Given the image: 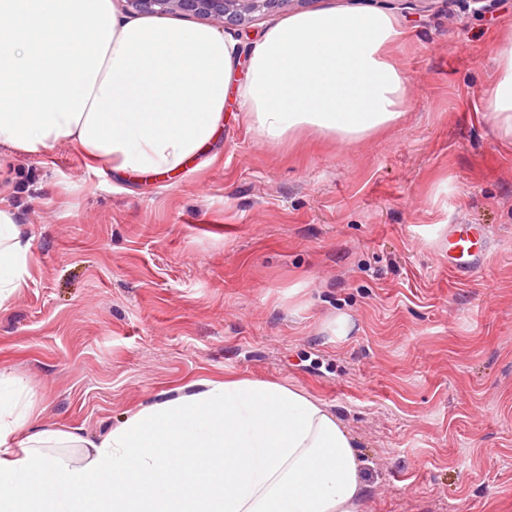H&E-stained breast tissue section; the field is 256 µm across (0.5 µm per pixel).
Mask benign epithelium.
I'll return each instance as SVG.
<instances>
[{"mask_svg": "<svg viewBox=\"0 0 512 512\" xmlns=\"http://www.w3.org/2000/svg\"><path fill=\"white\" fill-rule=\"evenodd\" d=\"M286 0H126L139 14H192L216 24L241 26L261 11H271Z\"/></svg>", "mask_w": 512, "mask_h": 512, "instance_id": "7a95c632", "label": "benign epithelium"}]
</instances>
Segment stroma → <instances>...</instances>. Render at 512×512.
<instances>
[{
    "label": "stroma",
    "instance_id": "stroma-1",
    "mask_svg": "<svg viewBox=\"0 0 512 512\" xmlns=\"http://www.w3.org/2000/svg\"><path fill=\"white\" fill-rule=\"evenodd\" d=\"M385 9L410 106L351 144L264 143L241 113L209 163L133 182L60 145L0 149V197L33 238L0 310V375L38 423L97 438L165 390L227 375L302 389L364 462L360 512H512V147L483 120L512 0H291ZM486 264L448 266V230ZM346 319V338L336 336ZM484 236L477 227L470 224H457L448 230V254L458 253L459 259L453 268L459 272H471L485 265L486 255L483 247Z\"/></svg>",
    "mask_w": 512,
    "mask_h": 512
}]
</instances>
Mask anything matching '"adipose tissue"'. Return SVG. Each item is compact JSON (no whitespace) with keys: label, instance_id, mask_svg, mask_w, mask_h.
I'll return each mask as SVG.
<instances>
[{"label":"adipose tissue","instance_id":"ef3b65f1","mask_svg":"<svg viewBox=\"0 0 512 512\" xmlns=\"http://www.w3.org/2000/svg\"><path fill=\"white\" fill-rule=\"evenodd\" d=\"M405 37L387 11L332 6L271 26L242 65L216 29L128 19L114 0H0V147L70 145L136 180L178 173L231 105L270 144L357 142L404 117ZM491 47L484 119L512 144V31ZM32 251L0 198V308L26 287ZM29 394L0 380V512H359L354 440L300 389L201 379L99 439L37 425Z\"/></svg>","mask_w":512,"mask_h":512}]
</instances>
